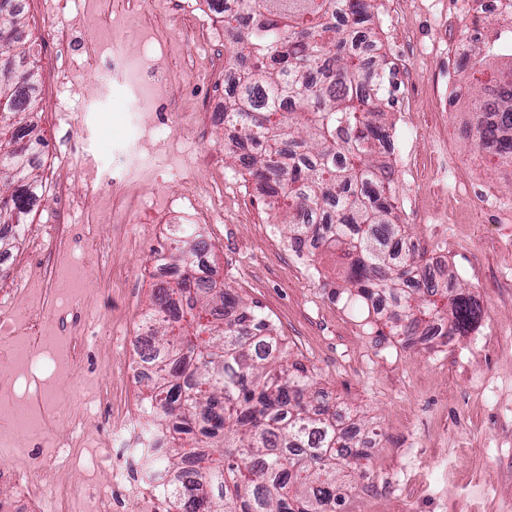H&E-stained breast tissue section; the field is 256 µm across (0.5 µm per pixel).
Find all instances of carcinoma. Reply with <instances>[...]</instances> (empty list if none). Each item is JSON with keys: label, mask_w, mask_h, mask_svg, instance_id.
<instances>
[{"label": "carcinoma", "mask_w": 512, "mask_h": 512, "mask_svg": "<svg viewBox=\"0 0 512 512\" xmlns=\"http://www.w3.org/2000/svg\"><path fill=\"white\" fill-rule=\"evenodd\" d=\"M224 15V124L237 135L226 155L283 201L276 219L295 252L326 248L346 262V283L396 336L421 329L448 338L471 331L481 313L456 287L440 283L409 242L390 192L389 134L376 114L390 101L371 0H211ZM22 0L0 8V35L24 63ZM509 35L495 32L467 51L482 73ZM471 98L495 124L467 129L474 144H499L512 164V71ZM0 257L25 235L42 197L37 152L15 146L35 127L41 80L34 65L0 67ZM173 249L156 260L175 275L158 287L144 321L142 362L153 367L142 410L149 471L174 477L166 512H336L344 472L368 479L361 463L370 431L325 398L315 377L283 355L273 325L226 288L219 271L196 261L208 251L196 224L169 229Z\"/></svg>", "instance_id": "1"}]
</instances>
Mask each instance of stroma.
<instances>
[{
    "mask_svg": "<svg viewBox=\"0 0 512 512\" xmlns=\"http://www.w3.org/2000/svg\"><path fill=\"white\" fill-rule=\"evenodd\" d=\"M460 0H372L374 29L393 70L391 106L380 118L394 138L418 134L406 166L394 169L397 213L432 267L454 271L480 306L481 343L472 336H383L355 296L334 297L343 268L333 252L298 256L282 225L269 218L252 177L231 165L224 146L231 128L214 122L205 134L151 114L140 92L164 98L171 111L197 103L224 109V77L212 68L207 33L224 31L210 0H77L80 27L63 82H56L59 0H28L25 33L42 76V111L34 136L45 190L30 217L25 243L0 261V292L22 286L11 315L43 313L44 341L25 364L0 361V384L16 402L37 391L49 397V440L64 442L76 491L65 512H92L108 486L94 469L113 413L140 418L145 386L134 372L151 294L162 277L153 268L169 245L167 228L195 222L212 196L186 184L197 157L200 177L217 170L224 214L202 230L209 262L226 287L256 305L281 335L291 360L313 369L327 398L350 407L377 433L367 453L373 475L349 491L341 512H512V170L478 161L465 136L471 80L448 70L449 56L484 40L507 20L504 8L481 21V33L452 28ZM121 40L141 64L139 81L112 65L108 42ZM94 47L99 67L88 66ZM69 117L76 159L97 180L73 175L57 149L49 113ZM469 197L496 195L501 207L474 219L448 189L447 170ZM67 180L81 206L71 221L94 249L46 250L29 263L30 243L59 223L51 188Z\"/></svg>",
    "mask_w": 512,
    "mask_h": 512,
    "instance_id": "35a3bbf8",
    "label": "stroma"
}]
</instances>
